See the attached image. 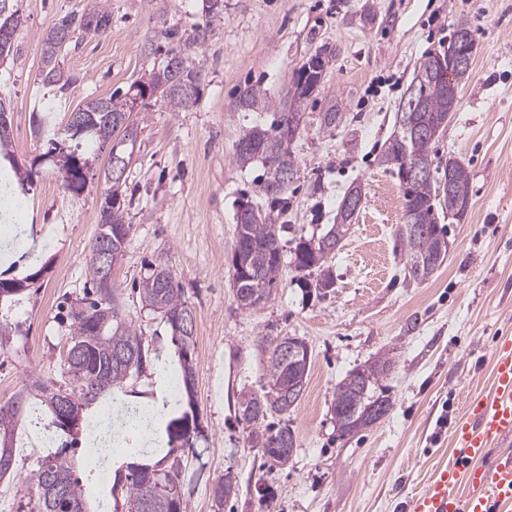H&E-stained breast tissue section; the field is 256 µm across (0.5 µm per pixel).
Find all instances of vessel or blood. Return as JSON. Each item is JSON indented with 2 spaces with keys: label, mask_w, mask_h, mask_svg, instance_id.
<instances>
[{
  "label": "vessel or blood",
  "mask_w": 512,
  "mask_h": 512,
  "mask_svg": "<svg viewBox=\"0 0 512 512\" xmlns=\"http://www.w3.org/2000/svg\"><path fill=\"white\" fill-rule=\"evenodd\" d=\"M494 391L473 404L456 421L452 433L465 456L441 468L410 502L409 512H512V450L503 444L512 438V341L493 353ZM499 446L497 462L484 465L487 448ZM468 494H458L459 484Z\"/></svg>",
  "instance_id": "obj_1"
}]
</instances>
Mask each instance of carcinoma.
Returning a JSON list of instances; mask_svg holds the SVG:
<instances>
[{
	"instance_id": "1",
	"label": "carcinoma",
	"mask_w": 512,
	"mask_h": 512,
	"mask_svg": "<svg viewBox=\"0 0 512 512\" xmlns=\"http://www.w3.org/2000/svg\"><path fill=\"white\" fill-rule=\"evenodd\" d=\"M111 27L112 10L108 0H95L47 28L40 37L43 88L50 92L66 90L73 83V77L65 74L60 57L80 37L103 36ZM209 34L208 26L197 25L192 37L168 51V55L179 59L180 66L172 68L165 59L149 75L150 87L158 90L159 97L174 110H188L199 100L204 75L189 60L195 49L207 41ZM433 56L432 52L426 54L416 65L398 108L397 129L380 155V165L397 177L406 162L428 172L426 178L416 181L409 192L403 194L404 214L415 212L414 222L405 219L397 228L406 259L405 270L415 281L427 279L445 259L441 251L448 249V242L442 228L438 227L435 209L447 208L452 202L437 179L439 167L434 165L432 152L435 141L448 126V113L455 110L457 103L448 97L442 78L428 67ZM137 98L145 99L140 80L122 94L115 92L106 98L91 99L81 106L87 114L85 126L71 134L81 143L74 148L68 146L59 153L58 141L48 140L42 158L56 162L65 188L80 192L87 183L83 168L88 158L79 153L84 146L93 145L99 149L109 144L119 156L132 159L139 135V121L133 116ZM237 105L246 111L273 113L270 125L256 124L247 129L235 148L238 163L260 164L262 173L258 191L273 210L275 206L285 204L289 187L279 176L280 170L298 172V163L287 138L294 115L293 96L270 99L260 87L246 84L239 88ZM10 146V139H0V161L10 163L24 195L39 174L38 163L34 160L27 166L19 165L17 160L11 159ZM469 184L467 166L461 161L455 162L453 198L470 199ZM355 212L356 209L348 208L342 201L337 208L336 222L322 235L316 239L299 238L291 260L298 274L297 281L323 290L334 287L329 261L336 254L337 243L345 238L351 224L357 220ZM100 220L99 231L90 244L88 262V275L97 298L84 304L88 315L81 317L71 312L70 346L66 356L67 400L60 403L59 390L34 377L30 390H23L10 401L0 404V479L13 472L15 436L19 428L27 427L34 413H40L56 433L66 435L70 431L65 421L88 423L93 417L92 405L106 395L112 397V402L125 406L126 413L131 415L136 406L126 399L123 390L126 380L135 373H142L146 363L168 361L160 346H150L136 327L122 318L116 289L103 293L98 288L105 272L94 253L101 248L120 257L131 230L117 191H112V203L100 211ZM235 223L236 240L229 262L232 288L238 305L253 310L267 303L277 289L283 266L281 233L285 225L273 223L271 213L247 199L238 201ZM312 276L315 277L313 283L310 282ZM32 280L31 275L0 279V306L20 304L21 296ZM140 296L145 306L161 313L171 328L173 354L178 362L179 391L161 400V404L152 409V420L144 424L153 434L150 450L140 447L138 427L127 425L126 440L135 452L114 469L112 490L125 491V512H187L182 453L187 449L195 451L198 442L206 439L205 430L197 425L194 401V332L184 331L177 323L180 315L190 312V307L175 284L172 270L165 265L150 269L142 280ZM261 345L268 352L265 371L269 392L280 394L281 402L272 405L262 396L249 395L239 400L238 416L251 426L248 434L251 447L261 449L271 463L286 465L296 444L293 430L286 425L275 429L265 420L273 414L290 412L300 401L302 394L292 390V381L297 364L302 362L304 368H309L310 350L304 347L301 356L291 361L278 352V337L266 335L261 338ZM365 370L368 377H362L361 369L357 368L336 385L332 414L342 436L360 430L372 407L383 408L385 415L393 407L388 389L380 385V380L390 370V360L380 358ZM178 421L187 426L182 435L171 432V426ZM24 483L34 501L31 512H88L86 493L73 476L66 441L47 452L37 468L25 477ZM237 488L236 477L227 473L212 486L211 495L221 506Z\"/></svg>"
}]
</instances>
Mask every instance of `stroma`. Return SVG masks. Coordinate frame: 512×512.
<instances>
[{"instance_id":"35a3bbf8","label":"stroma","mask_w":512,"mask_h":512,"mask_svg":"<svg viewBox=\"0 0 512 512\" xmlns=\"http://www.w3.org/2000/svg\"><path fill=\"white\" fill-rule=\"evenodd\" d=\"M90 2L23 0L19 54L0 67V100L20 161L44 153L48 139L68 141L75 108L146 79L172 46L166 31L183 40L196 25L211 30L192 55L205 74L197 104L178 112L154 97L142 111L122 188L132 199L125 209L132 230L113 273L124 318L149 342H171L167 322L138 292L151 266L173 271L193 312L195 400L206 439L183 463L188 512H406V502L459 457L452 426L491 393L493 350L512 339V0H224L216 16L206 15L205 0H110L108 34L80 40L61 59L73 84L59 95L41 92V32ZM462 18L476 51L433 154L468 167L470 209L460 221L440 215L448 253L431 276L413 281L404 276L396 234L402 192L378 156L395 131L416 63L447 51ZM150 44L155 54H145ZM319 51L327 63L292 145L299 171L279 216L285 252L333 223L351 183L362 186L363 204L331 261L334 288H303L286 264L275 297L244 310L229 271L236 204L244 196L264 209L269 203L258 192L260 167H240L235 145L271 116L238 109L237 90L257 84L281 98ZM333 104L342 119L327 130L321 118ZM39 113L52 116L41 130ZM107 163V152H99L78 194L43 163L22 208L12 211L37 241L22 260L0 254V278L36 280L20 305L0 311V324L21 326L0 353V403L33 375L53 387L67 382V314L87 295ZM266 333L300 337L311 351L305 391L288 416L296 448L274 469L249 446L237 410L242 393L267 386L258 349ZM381 356L391 360L384 384L392 410L340 436L331 411L337 383ZM17 448L13 476L0 480V512L27 505L23 479L43 454L25 430ZM68 454L90 512H113L111 486L98 483L85 437ZM228 471L237 474L239 490L219 506L211 487Z\"/></svg>"}]
</instances>
